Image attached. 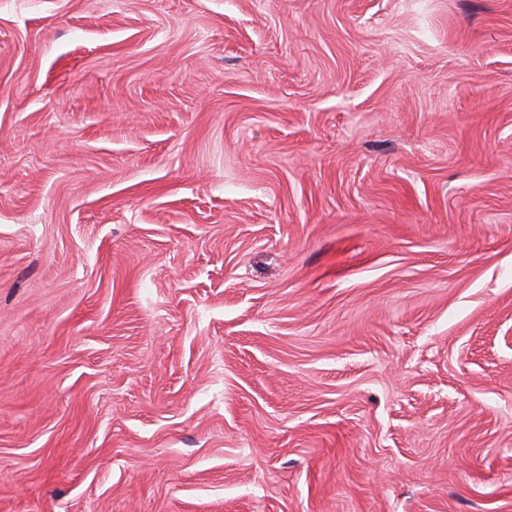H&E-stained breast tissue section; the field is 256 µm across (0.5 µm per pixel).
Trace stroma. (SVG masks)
Listing matches in <instances>:
<instances>
[{"mask_svg":"<svg viewBox=\"0 0 512 512\" xmlns=\"http://www.w3.org/2000/svg\"><path fill=\"white\" fill-rule=\"evenodd\" d=\"M0 512H512V0H0Z\"/></svg>","mask_w":512,"mask_h":512,"instance_id":"obj_1","label":"stroma"}]
</instances>
